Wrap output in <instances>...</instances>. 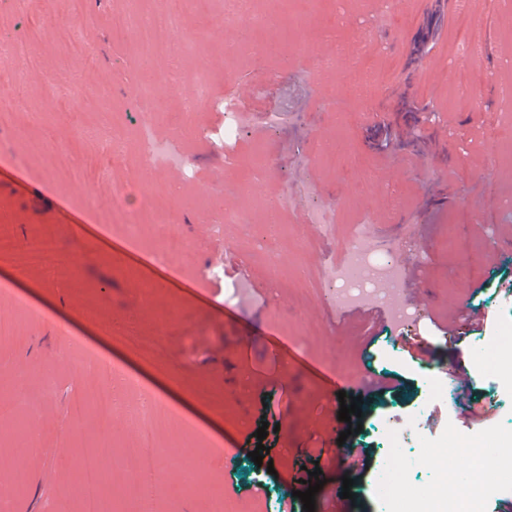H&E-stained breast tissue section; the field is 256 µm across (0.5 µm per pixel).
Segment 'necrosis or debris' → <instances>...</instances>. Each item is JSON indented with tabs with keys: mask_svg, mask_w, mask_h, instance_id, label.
Here are the masks:
<instances>
[{
	"mask_svg": "<svg viewBox=\"0 0 512 512\" xmlns=\"http://www.w3.org/2000/svg\"><path fill=\"white\" fill-rule=\"evenodd\" d=\"M139 39L145 51L160 45H173L182 52H190L194 40L185 35L175 21L162 22L152 17L143 18L137 25ZM335 283L332 301L336 307H359L364 297L371 296L382 305L387 320L404 324L413 319L414 309L405 295L401 269L390 265L382 252L363 253L359 245H351L332 275ZM107 372L112 378L111 392L99 393L95 398L78 402L77 410L87 416H107L114 410L118 395L133 391L142 398L140 415L144 423L143 441L138 447H119L107 464H90L74 460L73 466L82 475L81 490L85 502L84 512H147L146 502L151 483L159 463L176 462L182 470L181 480L173 486V496L191 493L205 497L221 512H258V502H231L225 500L221 488L203 486L185 454L166 446L158 439L153 425L159 420L180 418L178 407L172 405L145 387L139 376L122 363L109 364ZM393 462L384 464L378 477L379 487L388 505V512H480L486 488L483 473L488 466L498 465L502 483L512 482V432L494 430L475 438H464L449 432L439 446L425 448V455L434 457L437 480L428 499L406 497L403 484L416 469L415 457L405 456L403 448L391 445ZM470 462L469 477L458 480V457ZM118 469L125 475V483L117 496L108 498L100 494L108 470Z\"/></svg>",
	"mask_w": 512,
	"mask_h": 512,
	"instance_id": "necrosis-or-debris-1",
	"label": "necrosis or debris"
}]
</instances>
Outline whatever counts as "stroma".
<instances>
[{
	"mask_svg": "<svg viewBox=\"0 0 512 512\" xmlns=\"http://www.w3.org/2000/svg\"><path fill=\"white\" fill-rule=\"evenodd\" d=\"M152 9L199 38L193 56L160 46L144 57L131 17ZM10 37L28 50L0 68V512H83L80 475L62 458L95 463L141 440L138 395L103 426L73 414L75 399L110 384L102 365L70 352L75 338L218 433L221 447L207 448L178 421L154 425L188 450L203 483L232 500L261 498L264 512L300 488L285 450L303 449L323 472L315 512H385L376 478L389 442L437 444L452 421L466 436L512 429V400L488 384L492 343L512 333V296L495 290L512 277V256L474 264L512 233V124L502 119L512 0H281L268 32L221 20L217 0H0V39ZM478 52L484 60L471 61ZM197 80L213 103L189 112ZM147 81L156 93L138 97ZM471 92L489 107L474 111ZM227 99L241 125L229 145ZM149 138L184 163L144 170ZM113 139L124 152H112ZM489 145L499 148L493 166ZM468 172L489 174L494 193ZM116 195L125 203L113 223L155 227L138 249L104 235L91 210ZM273 203L282 231L262 244ZM461 209L478 216L468 237L480 250L455 241L449 215ZM174 211L189 241L175 277L156 256ZM233 213L243 223H225ZM368 224L426 253L404 265L403 287L429 313L391 337L382 312L326 302L325 271ZM458 300L480 306L484 323L460 346L464 373L443 390L396 339L424 337L431 357L452 362L457 346L442 328ZM316 334L359 370L350 394L362 399V429L345 445L364 464L343 461L336 435L320 430L340 405L309 398L312 371L326 369ZM233 336L242 344L225 347ZM480 395L494 401L490 420L463 411ZM265 422L280 430L260 442ZM259 442L272 468L248 457Z\"/></svg>",
	"mask_w": 512,
	"mask_h": 512,
	"instance_id": "obj_1",
	"label": "stroma"
}]
</instances>
